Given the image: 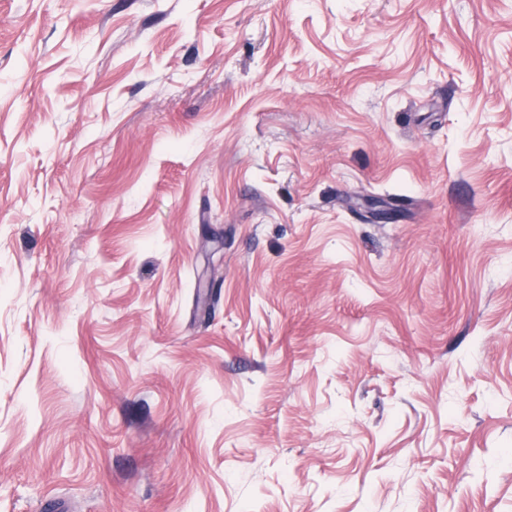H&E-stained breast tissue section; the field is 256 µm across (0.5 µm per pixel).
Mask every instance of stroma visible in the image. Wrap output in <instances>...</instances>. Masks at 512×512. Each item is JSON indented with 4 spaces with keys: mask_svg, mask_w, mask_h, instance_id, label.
Segmentation results:
<instances>
[{
    "mask_svg": "<svg viewBox=\"0 0 512 512\" xmlns=\"http://www.w3.org/2000/svg\"><path fill=\"white\" fill-rule=\"evenodd\" d=\"M49 500L512 512V0H0V512Z\"/></svg>",
    "mask_w": 512,
    "mask_h": 512,
    "instance_id": "stroma-1",
    "label": "stroma"
}]
</instances>
